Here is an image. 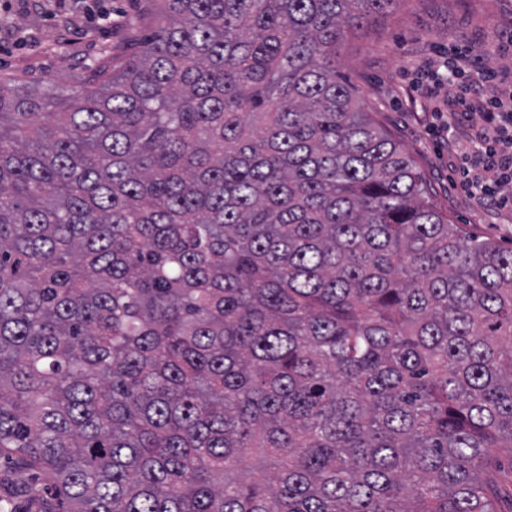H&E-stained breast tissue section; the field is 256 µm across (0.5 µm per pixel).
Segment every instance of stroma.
I'll use <instances>...</instances> for the list:
<instances>
[{
  "label": "stroma",
  "instance_id": "obj_1",
  "mask_svg": "<svg viewBox=\"0 0 512 512\" xmlns=\"http://www.w3.org/2000/svg\"><path fill=\"white\" fill-rule=\"evenodd\" d=\"M153 0H0V81L67 89L91 80L109 61L141 49ZM512 38V0H398L339 48L341 73L363 111L414 160L436 208L464 233L512 247V211L476 207L458 186L452 146L426 127L431 105L413 86L438 51L463 43L477 67L493 64L499 87L512 84V52L492 58L486 48Z\"/></svg>",
  "mask_w": 512,
  "mask_h": 512
}]
</instances>
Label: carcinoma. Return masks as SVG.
Masks as SVG:
<instances>
[{"label": "carcinoma", "mask_w": 512, "mask_h": 512, "mask_svg": "<svg viewBox=\"0 0 512 512\" xmlns=\"http://www.w3.org/2000/svg\"><path fill=\"white\" fill-rule=\"evenodd\" d=\"M140 52L0 83V458L36 512H499L512 248L338 71L397 0H155Z\"/></svg>", "instance_id": "obj_1"}]
</instances>
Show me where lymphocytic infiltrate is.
<instances>
[{"label": "lymphocytic infiltrate", "instance_id": "f902f5d3", "mask_svg": "<svg viewBox=\"0 0 512 512\" xmlns=\"http://www.w3.org/2000/svg\"><path fill=\"white\" fill-rule=\"evenodd\" d=\"M437 65V83L455 89L449 107L482 119L462 153V191L479 206L512 207V94L487 93L495 74L487 67L470 68L467 46L452 49Z\"/></svg>", "mask_w": 512, "mask_h": 512}]
</instances>
